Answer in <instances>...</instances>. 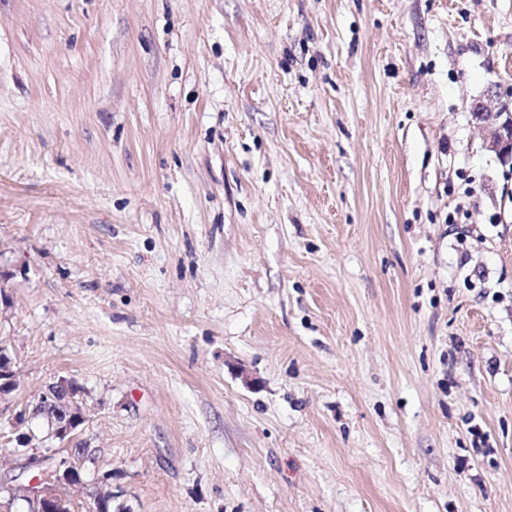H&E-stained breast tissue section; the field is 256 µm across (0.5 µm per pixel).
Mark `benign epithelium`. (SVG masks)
Here are the masks:
<instances>
[{
	"mask_svg": "<svg viewBox=\"0 0 512 512\" xmlns=\"http://www.w3.org/2000/svg\"><path fill=\"white\" fill-rule=\"evenodd\" d=\"M486 145L502 161H512V106L498 103L492 121L486 129ZM17 387L16 363L8 349L0 345V396ZM48 419L51 431L47 438L61 442L67 440L78 449L79 464L52 463L51 449L44 442L33 443L34 437L24 436L18 441L23 457L22 469L31 474L23 484L0 486V512H15L17 501L32 502L40 507L58 502L61 490L68 491L71 499H81L89 512H100L99 507L110 494L109 485L101 479L91 482L81 477L85 462L95 463V457L86 440H75V430L84 420L83 406L78 390L71 381L60 378L53 382V390H44L34 406Z\"/></svg>",
	"mask_w": 512,
	"mask_h": 512,
	"instance_id": "benign-epithelium-1",
	"label": "benign epithelium"
}]
</instances>
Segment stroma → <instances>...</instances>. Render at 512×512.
Segmentation results:
<instances>
[{
	"instance_id": "obj_1",
	"label": "stroma",
	"mask_w": 512,
	"mask_h": 512,
	"mask_svg": "<svg viewBox=\"0 0 512 512\" xmlns=\"http://www.w3.org/2000/svg\"><path fill=\"white\" fill-rule=\"evenodd\" d=\"M512 0H0V482L58 378L112 512H512ZM486 129V145L503 162L512 161V107L499 101ZM16 363L8 349L0 345V396L8 395L17 387Z\"/></svg>"
}]
</instances>
